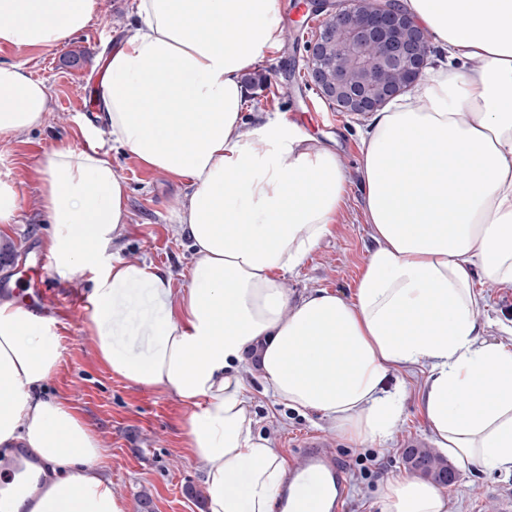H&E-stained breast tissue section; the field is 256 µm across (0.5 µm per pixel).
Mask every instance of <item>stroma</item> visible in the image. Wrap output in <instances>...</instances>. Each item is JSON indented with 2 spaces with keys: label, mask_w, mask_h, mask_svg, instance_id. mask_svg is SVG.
<instances>
[{
  "label": "stroma",
  "mask_w": 512,
  "mask_h": 512,
  "mask_svg": "<svg viewBox=\"0 0 512 512\" xmlns=\"http://www.w3.org/2000/svg\"><path fill=\"white\" fill-rule=\"evenodd\" d=\"M133 7L134 0H101L94 23L54 48L0 46V60L25 64L34 78L45 83L53 104L43 127L0 142V180L13 184L18 201L13 224L0 231L1 282L15 280L28 249L43 247L51 231L40 210L37 169L54 149L85 148V124L89 113L99 110L106 58L128 36ZM296 35L295 28L284 27L280 48L258 64V71L268 74L272 85L253 87L245 119L255 124L274 113L282 118L295 114V123L304 133L341 155L348 181L346 202L331 235L302 266L285 275L284 285L297 294L325 288L347 297L375 246L361 187L360 121L332 110L319 95H312L307 103L298 99L306 59L294 42ZM102 151L128 187L130 222L115 242L114 252L128 262L151 263L169 276L174 293H181L196 262L174 222L186 184L146 168L111 141L103 142ZM46 275L65 302L55 317L62 360L46 385L47 394L68 399L95 430L109 451L112 488L128 500L130 512H204L203 470L185 445L189 407L163 387L134 384L112 374L97 356L96 339L87 327L88 313L74 315L69 310L87 299L83 275L64 278L52 268ZM483 293L490 301L483 316V340L512 345V333L507 330L512 324V288L487 284ZM239 372L248 387L257 431L288 461L296 460L299 443L310 436L320 438L336 455L349 477L342 512H379L377 499L384 480L406 470L404 448L415 440L434 442L423 411L427 368H391L390 383L401 389L403 414L385 443L362 448L346 443L321 415L303 414L279 403L252 363L240 365ZM444 493L449 512H503L504 501H512V471L488 474L475 467L460 473Z\"/></svg>",
  "instance_id": "stroma-1"
}]
</instances>
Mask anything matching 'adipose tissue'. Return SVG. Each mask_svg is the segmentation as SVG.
Here are the masks:
<instances>
[{
  "label": "adipose tissue",
  "instance_id": "1",
  "mask_svg": "<svg viewBox=\"0 0 512 512\" xmlns=\"http://www.w3.org/2000/svg\"><path fill=\"white\" fill-rule=\"evenodd\" d=\"M399 4L437 58L411 93L365 117L358 148L376 246L351 298L283 283L330 235L347 178L336 151L295 125L245 121L244 75L281 43L279 0H136L101 86L104 127L38 169L57 273L93 274L100 360L191 408L185 436L204 465L205 512H274L288 476L249 411L238 366L251 359L278 402L329 418L357 446L385 442L401 417L390 369L429 365L436 447L462 471L512 469V347L482 340L488 300L474 287L512 286V0ZM99 12L100 0H0V45L53 48ZM50 110L43 82L0 61L1 142ZM106 136L188 186L177 222L197 263L180 297L152 265L112 254L130 213L127 185L100 152ZM140 289L144 354L124 342ZM61 358L50 318L0 300V447L27 448L54 472L32 505L0 497V512H130L92 427L67 400L39 394ZM378 507L448 512V499L401 474Z\"/></svg>",
  "mask_w": 512,
  "mask_h": 512
}]
</instances>
